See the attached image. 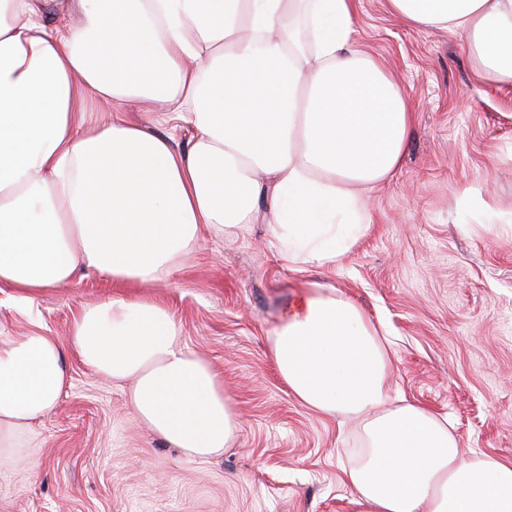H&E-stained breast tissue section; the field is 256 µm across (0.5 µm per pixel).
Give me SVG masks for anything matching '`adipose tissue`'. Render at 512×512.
I'll list each match as a JSON object with an SVG mask.
<instances>
[{"label": "adipose tissue", "mask_w": 512, "mask_h": 512, "mask_svg": "<svg viewBox=\"0 0 512 512\" xmlns=\"http://www.w3.org/2000/svg\"><path fill=\"white\" fill-rule=\"evenodd\" d=\"M388 2L410 26L463 36L512 87V0ZM355 11L356 0H0V284L24 300L81 271L151 286L203 229L248 224L270 225L288 260L336 263L413 127L407 94L353 49ZM136 98L191 129L185 150L125 119ZM102 102L114 111L92 122ZM71 344L97 374L131 382L137 418L185 456L235 440L223 380L183 349L156 299L83 309ZM270 354L303 406L358 420L345 475L360 512H512V462L463 458L446 417L391 398L385 341L353 302L301 289ZM67 381L51 336L0 348V447H17Z\"/></svg>", "instance_id": "adipose-tissue-1"}]
</instances>
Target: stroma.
Segmentation results:
<instances>
[{
    "label": "stroma",
    "mask_w": 512,
    "mask_h": 512,
    "mask_svg": "<svg viewBox=\"0 0 512 512\" xmlns=\"http://www.w3.org/2000/svg\"><path fill=\"white\" fill-rule=\"evenodd\" d=\"M354 28L414 116L399 171L370 195L366 233L317 266L282 257L268 225L206 229L151 288L232 396L233 447L185 458L135 419L125 386L72 351L80 310L126 285L83 273L27 301L0 286V347L40 330L69 373L23 447L0 455V512H358L344 477L356 421L302 406L269 354L309 284L364 310L390 350L392 393L447 416L464 457L512 462V87L487 81L462 37L413 29L387 0H359Z\"/></svg>",
    "instance_id": "1"
}]
</instances>
